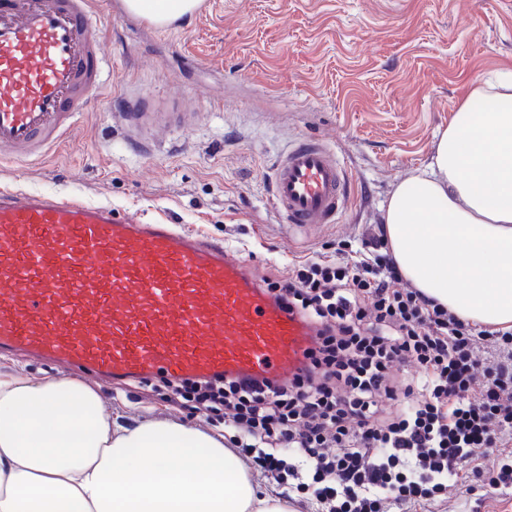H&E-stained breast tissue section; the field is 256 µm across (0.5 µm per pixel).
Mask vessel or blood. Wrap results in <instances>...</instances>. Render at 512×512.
Returning <instances> with one entry per match:
<instances>
[{"label": "vessel or blood", "instance_id": "1", "mask_svg": "<svg viewBox=\"0 0 512 512\" xmlns=\"http://www.w3.org/2000/svg\"><path fill=\"white\" fill-rule=\"evenodd\" d=\"M97 0H0V158H42L105 87ZM124 96L112 120H147ZM285 224H335L350 179L325 140L273 164ZM318 329L288 310L222 240L147 224L80 196L0 188V354L24 352L117 383L297 374Z\"/></svg>", "mask_w": 512, "mask_h": 512}]
</instances>
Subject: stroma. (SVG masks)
I'll use <instances>...</instances> for the list:
<instances>
[{
  "instance_id": "obj_1",
  "label": "stroma",
  "mask_w": 512,
  "mask_h": 512,
  "mask_svg": "<svg viewBox=\"0 0 512 512\" xmlns=\"http://www.w3.org/2000/svg\"><path fill=\"white\" fill-rule=\"evenodd\" d=\"M111 2L95 19L112 69L102 100L45 161H0V185L189 227L224 240L260 279L380 223L394 185L429 162L469 80L512 70V0H200L165 28ZM128 90L150 111L196 118L158 130L139 153L111 129L108 101ZM297 136L324 138L352 175L339 223L303 230L272 207L273 163ZM0 370L71 377L33 356H0ZM86 384L115 421L224 432L223 417L168 402L163 381ZM435 512H512V492L452 489Z\"/></svg>"
}]
</instances>
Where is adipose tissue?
<instances>
[{
  "label": "adipose tissue",
  "instance_id": "1",
  "mask_svg": "<svg viewBox=\"0 0 512 512\" xmlns=\"http://www.w3.org/2000/svg\"><path fill=\"white\" fill-rule=\"evenodd\" d=\"M164 26L198 0H124ZM403 278L465 320L512 328V71L474 77L430 162L382 209ZM0 512H293L222 441L154 421L113 425L74 381L0 371Z\"/></svg>",
  "mask_w": 512,
  "mask_h": 512
}]
</instances>
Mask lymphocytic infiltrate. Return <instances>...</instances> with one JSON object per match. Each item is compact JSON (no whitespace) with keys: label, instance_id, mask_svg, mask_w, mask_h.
Segmentation results:
<instances>
[{"label":"lymphocytic infiltrate","instance_id":"1","mask_svg":"<svg viewBox=\"0 0 512 512\" xmlns=\"http://www.w3.org/2000/svg\"><path fill=\"white\" fill-rule=\"evenodd\" d=\"M401 280L380 224L292 263L266 286L320 327L300 373L175 380L172 401L223 414L238 455L323 512L431 508L464 472L511 489L512 465L489 479L481 461L512 433V330L461 319ZM405 365L419 375L394 374Z\"/></svg>","mask_w":512,"mask_h":512}]
</instances>
